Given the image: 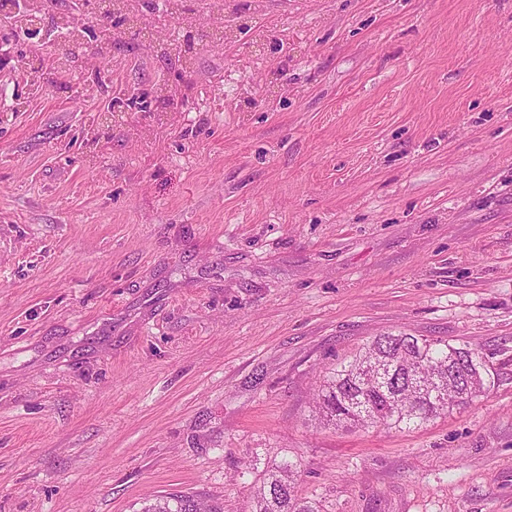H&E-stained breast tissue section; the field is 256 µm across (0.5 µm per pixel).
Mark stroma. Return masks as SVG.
Wrapping results in <instances>:
<instances>
[{
	"label": "stroma",
	"instance_id": "stroma-1",
	"mask_svg": "<svg viewBox=\"0 0 512 512\" xmlns=\"http://www.w3.org/2000/svg\"><path fill=\"white\" fill-rule=\"evenodd\" d=\"M63 9L0 26V512H251L284 460L320 512H512V0H189L106 42L84 13L68 73ZM398 331L487 389L324 424V377ZM140 512H224V505L194 494H169L145 504Z\"/></svg>",
	"mask_w": 512,
	"mask_h": 512
}]
</instances>
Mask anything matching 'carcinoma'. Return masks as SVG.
<instances>
[{
    "label": "carcinoma",
    "instance_id": "1",
    "mask_svg": "<svg viewBox=\"0 0 512 512\" xmlns=\"http://www.w3.org/2000/svg\"><path fill=\"white\" fill-rule=\"evenodd\" d=\"M130 22L129 13L114 8L105 27L121 34ZM479 360L474 351L442 340L384 333L329 372L317 390L315 410L341 428L420 429L484 391V382L474 393L466 390L464 374ZM297 475L290 461L274 464L256 491L252 512H320L294 493ZM140 512H224V505L180 493L157 497Z\"/></svg>",
    "mask_w": 512,
    "mask_h": 512
}]
</instances>
